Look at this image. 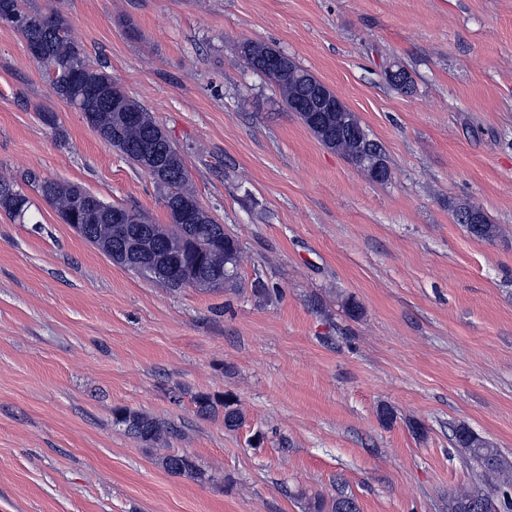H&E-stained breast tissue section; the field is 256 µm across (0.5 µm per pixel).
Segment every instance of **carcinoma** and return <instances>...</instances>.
Wrapping results in <instances>:
<instances>
[{"mask_svg": "<svg viewBox=\"0 0 512 512\" xmlns=\"http://www.w3.org/2000/svg\"><path fill=\"white\" fill-rule=\"evenodd\" d=\"M0 16L12 21L11 29L26 42L32 60L49 78L54 93L72 107L86 87L106 85L110 94L94 104L87 124L102 142L123 154L136 167H141V147L153 142L162 150L172 144L167 133L155 123L150 113L131 98L105 69L89 63L83 48L69 35V24L60 12L39 14L29 11L25 0H0ZM237 57L253 73L275 84L285 108L296 113L302 123L327 148L342 155L352 166L375 178L376 170H388L382 145L372 138L353 112H304L295 101L310 103L316 97L307 84L311 74L285 53L262 42L246 41L237 46ZM385 81L402 93L414 88L411 74L393 64L384 70ZM165 207L170 225L152 223L140 211L115 204L102 209L100 197L85 187L41 177L34 171L24 175L25 185L32 188L57 211L62 221L91 244L112 242L115 251L123 250L125 241L112 239L109 213L127 218L137 240L147 249L143 258L128 266L148 281L167 288H206L238 283L240 248L236 239L224 232V225L208 219L189 224L182 217L185 204L200 205L191 187L184 158L171 156L167 169L151 175ZM30 197L12 181L0 177V210L25 224L34 220ZM468 233L481 240L493 237L495 226L482 211H477L476 223L463 221ZM197 417L205 420L223 419L224 428L236 430L244 416L231 399H221L205 393L191 398ZM113 419L134 438L150 443L165 442L171 428L156 417L129 408H117ZM454 433L469 434L463 447V462L478 480L490 482V490L479 494L493 500L497 512H512V464L500 452L464 426ZM164 468L172 475L200 479L203 472L187 454L161 457ZM316 512H358L354 498L341 494L327 503L318 498Z\"/></svg>", "mask_w": 512, "mask_h": 512, "instance_id": "obj_1", "label": "carcinoma"}]
</instances>
